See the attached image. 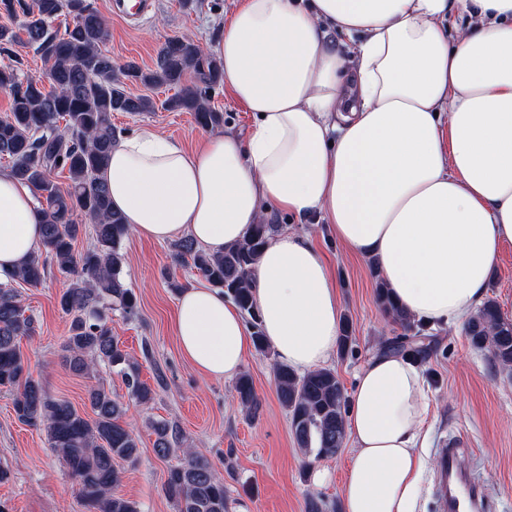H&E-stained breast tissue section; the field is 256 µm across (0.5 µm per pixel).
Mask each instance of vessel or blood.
<instances>
[{"mask_svg": "<svg viewBox=\"0 0 512 512\" xmlns=\"http://www.w3.org/2000/svg\"><path fill=\"white\" fill-rule=\"evenodd\" d=\"M439 495L442 512H485L488 495L470 475L457 468L455 447L440 449Z\"/></svg>", "mask_w": 512, "mask_h": 512, "instance_id": "vessel-or-blood-1", "label": "vessel or blood"}]
</instances>
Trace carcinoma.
Masks as SVG:
<instances>
[{
  "mask_svg": "<svg viewBox=\"0 0 512 512\" xmlns=\"http://www.w3.org/2000/svg\"><path fill=\"white\" fill-rule=\"evenodd\" d=\"M74 25L59 37L50 23L63 9ZM0 9L11 17L23 16L18 27L0 26V46L25 39L42 54L49 66L50 89L34 80L22 79L14 65L0 67V91L12 97L10 114L0 119V158L12 161L10 173L28 183L44 198L42 242L15 273L0 282V389L13 393L19 421L45 429L50 445L75 480L87 512H140L136 502L114 492L120 481L118 464L134 463L139 457L137 436L125 424L127 404L101 387L87 397L91 414L79 412L69 402L53 397L28 372L18 339L32 336L33 317L24 315L18 291L12 283L38 286L53 267L71 278L59 299L61 310L72 316L63 344V359L70 371L88 375L98 364L117 370L129 396L141 406L150 405L155 390L140 380L138 363L112 336L108 314L119 310L127 317L137 313V298L126 287L122 271L125 255L122 241L129 234L124 217L112 210L107 186L98 172L117 141L112 113L139 115L155 109L148 96L125 92L124 81L145 86H169L177 93L162 107L194 114L198 125L213 129L224 124V113L211 105L212 92L222 84L220 58L191 39L174 37L161 50L156 68L145 72L130 63L117 69L100 49L105 22L88 0H0ZM193 84H185L187 76ZM65 121L66 133L57 122ZM67 173L60 187L50 173ZM88 219L93 244L78 252L75 243ZM278 225L262 221L247 237L212 254L194 240L184 238L174 245L178 260L191 262L200 277L224 294L251 319L257 352L269 353L251 290L250 274ZM377 301L384 312L403 329L388 348L411 358L424 359L429 348L415 343L424 328L390 297L384 281L377 282ZM471 344L489 354L493 366L512 368V321L497 302L489 298L465 322ZM276 392L287 410L297 445L317 457L334 455L343 447L348 396L336 371L319 368L298 374L273 365ZM240 405L250 415L260 402L249 374L235 385ZM155 436L153 450L160 459L171 456L181 436L168 420L150 423ZM177 512H227L224 480L205 458L192 452L167 470L163 484Z\"/></svg>",
  "mask_w": 512,
  "mask_h": 512,
  "instance_id": "1",
  "label": "carcinoma"
}]
</instances>
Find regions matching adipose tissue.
Segmentation results:
<instances>
[{
  "label": "adipose tissue",
  "instance_id": "obj_1",
  "mask_svg": "<svg viewBox=\"0 0 512 512\" xmlns=\"http://www.w3.org/2000/svg\"><path fill=\"white\" fill-rule=\"evenodd\" d=\"M467 14L476 25L452 36ZM210 49L258 118L247 138L215 133L193 152L150 128L119 140L99 177L130 229L218 253L277 214L324 222L376 261L412 318H467L512 244V0H239ZM42 222L33 188L0 172L1 279L37 249ZM252 285L278 361L326 364L339 297L312 236H272ZM174 331L212 378L249 354L240 309L212 288L179 296ZM428 411L416 364L385 348L370 358L346 414L343 512H414Z\"/></svg>",
  "mask_w": 512,
  "mask_h": 512
}]
</instances>
